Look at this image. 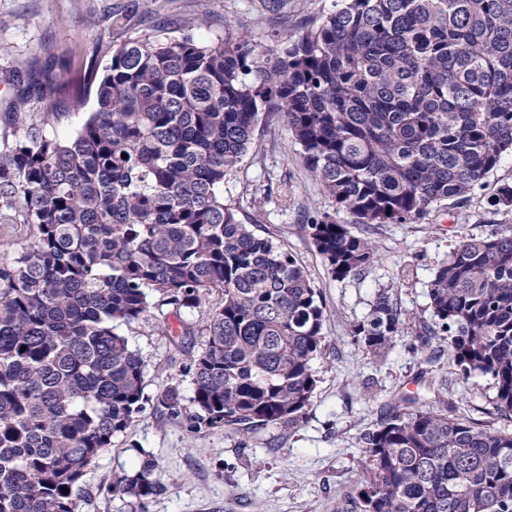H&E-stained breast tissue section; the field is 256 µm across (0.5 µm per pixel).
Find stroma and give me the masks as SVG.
<instances>
[{
  "label": "stroma",
  "mask_w": 512,
  "mask_h": 512,
  "mask_svg": "<svg viewBox=\"0 0 512 512\" xmlns=\"http://www.w3.org/2000/svg\"><path fill=\"white\" fill-rule=\"evenodd\" d=\"M333 5L334 0H0V139L26 132L12 125L10 112L29 76L47 79L29 127L64 140L90 115L86 109L62 110L66 91L82 81L106 47L136 37H177L191 19L203 21L195 32L203 40L223 37L229 28L271 46L277 36L298 37ZM507 184L512 185L510 154L465 200L434 207L422 220L353 224L356 233L374 241L377 256L360 274L339 281L328 273L305 226L317 215H333L343 224H352L351 217L337 210L306 170L280 116L262 115L252 148L224 179V202L257 234L292 254L321 292L327 318L322 349L312 362L317 386L306 416L289 430L265 426L245 442L224 428L188 433L152 400L88 469L78 512H139L106 488L114 473L138 467L145 451L165 486L148 512H345L348 495L371 476L359 438L380 406L402 393L420 394L426 402L443 396L453 415L511 432L512 414L497 410L492 378L476 374L462 380L447 349L423 345L419 337L421 327L433 322L427 290L437 267L462 240L512 227V210L490 203ZM381 290L389 292L403 325L377 358L355 341L352 329ZM221 299L220 291H212L201 307L168 314L162 327L151 315L120 326L147 363L149 395L176 384L183 397H191L185 366L202 351L208 313Z\"/></svg>",
  "instance_id": "1"
}]
</instances>
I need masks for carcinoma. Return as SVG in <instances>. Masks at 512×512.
Here are the masks:
<instances>
[{
    "instance_id": "carcinoma-1",
    "label": "carcinoma",
    "mask_w": 512,
    "mask_h": 512,
    "mask_svg": "<svg viewBox=\"0 0 512 512\" xmlns=\"http://www.w3.org/2000/svg\"><path fill=\"white\" fill-rule=\"evenodd\" d=\"M68 91L95 111L70 139L0 142V223L29 224L0 264V512H77L87 468L144 411L146 363L118 326L220 290L190 357L186 431L242 439L291 429L317 380L326 314L304 268L224 203V178L280 114L304 165L356 224H403L463 201L512 154V0H339L294 40L263 47L156 35L107 48ZM127 158H122V155ZM328 272L358 274L375 243L329 214L305 225ZM463 378H493L512 413V229L460 242L428 291ZM401 313L376 294L355 341L381 357ZM373 477L348 512H512V431L403 395L361 436ZM154 460L107 492L147 512Z\"/></svg>"
}]
</instances>
